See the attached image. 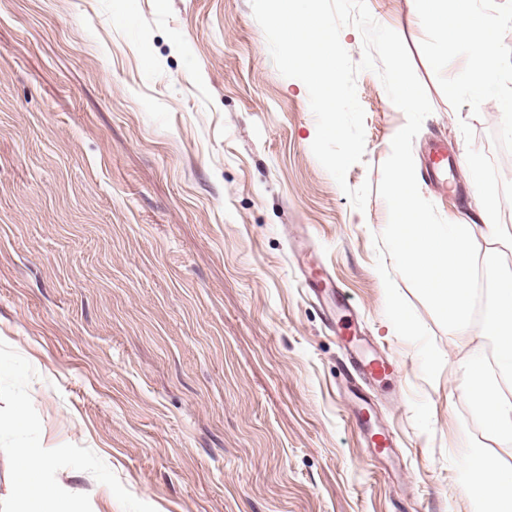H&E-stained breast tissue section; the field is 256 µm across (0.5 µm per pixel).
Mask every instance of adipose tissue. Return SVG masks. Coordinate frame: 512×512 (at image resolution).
I'll use <instances>...</instances> for the list:
<instances>
[{
    "instance_id": "1",
    "label": "adipose tissue",
    "mask_w": 512,
    "mask_h": 512,
    "mask_svg": "<svg viewBox=\"0 0 512 512\" xmlns=\"http://www.w3.org/2000/svg\"><path fill=\"white\" fill-rule=\"evenodd\" d=\"M449 0H425L422 23L453 22L470 47L469 89L474 96L512 102V89L501 82V66L494 46L482 27L474 25L463 11L449 12ZM400 177L394 194L402 222L399 226L397 259L429 287L436 308L448 321V332L457 348L468 352L465 362L471 373L468 392L477 412L501 438L512 440V276L498 277L492 284L485 316L480 326L470 322L472 281L470 255L475 239L497 244L506 240L501 224H431L413 192V170L407 158L399 160ZM492 340L493 360L478 354V342ZM474 470L460 477L470 494L473 512H512V474L495 473L481 449L470 451Z\"/></svg>"
}]
</instances>
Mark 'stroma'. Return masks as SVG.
I'll return each instance as SVG.
<instances>
[{
  "mask_svg": "<svg viewBox=\"0 0 512 512\" xmlns=\"http://www.w3.org/2000/svg\"><path fill=\"white\" fill-rule=\"evenodd\" d=\"M397 32L432 105L413 142L462 157L461 198L420 184L453 222L512 226V126L457 79L464 46L422 24L421 0H366ZM512 86V0H469ZM378 185L406 116L360 72ZM306 86L282 76L251 0H0V512L15 451L78 512H472L467 447L512 471L467 392L465 353L403 278L447 363L425 378L385 315L374 238L312 153ZM315 253L370 340L401 359L396 436L372 456L342 395L346 368L297 258ZM23 402L28 420L11 422ZM19 460L23 463V469L27 474L25 483L21 486L19 498L28 500L31 493L36 491L33 480L37 477L45 464V456L39 448H18L16 449Z\"/></svg>",
  "mask_w": 512,
  "mask_h": 512,
  "instance_id": "obj_1",
  "label": "stroma"
}]
</instances>
